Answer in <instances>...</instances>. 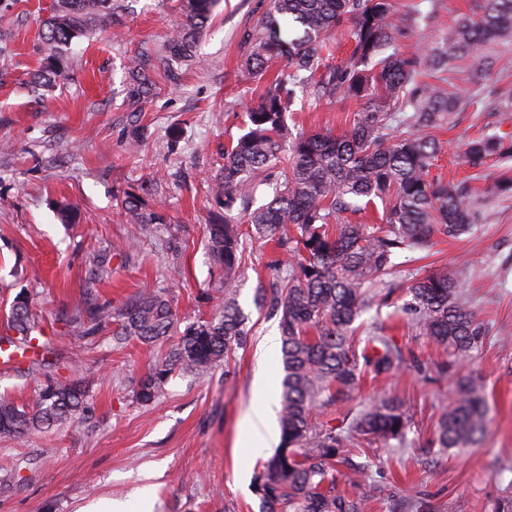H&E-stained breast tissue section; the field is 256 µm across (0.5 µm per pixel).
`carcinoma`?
Masks as SVG:
<instances>
[{"label":"carcinoma","mask_w":512,"mask_h":512,"mask_svg":"<svg viewBox=\"0 0 512 512\" xmlns=\"http://www.w3.org/2000/svg\"><path fill=\"white\" fill-rule=\"evenodd\" d=\"M215 0H182L183 26L167 40L161 61L168 79L175 65L195 55L196 35L209 21ZM477 18L464 16L441 36V46L425 56L407 54L397 38L429 27L432 16L412 8L400 11L394 0H272L261 21L246 34L245 66L263 76L267 64L284 65L245 112L244 133L224 151V165L211 178L215 203L206 224L210 255L224 270V309L209 320L179 331L171 302L157 293L132 298L118 313L113 336L145 344L172 342L163 361L150 368L136 393L142 404L180 369L204 373L229 361L247 341L245 317L235 300L244 233L248 224L286 253L275 269L281 285L272 289L269 307L279 318L284 377L278 411L281 444L256 472L260 512H370L385 486L371 479L369 465L353 457L374 443L400 449L411 415L402 401L383 395L347 409L339 424L315 421L320 409L349 400L362 373L375 377L403 370L409 358L380 325L360 329L355 321L377 304L372 288L382 284L392 258L406 249L430 245L441 232L454 237L479 219L478 196L465 181L429 177L440 151L430 134L459 111L463 102L441 83L417 80L421 64L448 70V59L512 37V0H481ZM112 0H59L43 23L54 52L45 61L40 86L67 73L73 39L97 26L114 23ZM346 33L350 55L322 68L329 38ZM154 64L142 54L129 67L135 102L155 88ZM354 100L349 129L293 133L288 113L297 97ZM473 168L494 156H512V137L484 134L466 144ZM261 185L270 200L253 206ZM383 204L377 224L339 222L344 213L360 214L374 200ZM124 211L131 224H158L161 217L129 195ZM405 310L420 335L463 358L486 335L462 295V284L448 271H432L406 288ZM83 335L112 321V311L85 297L68 318ZM8 326L33 349L34 319L28 300L17 296ZM454 389L441 405L433 443L441 449L467 448L483 430L486 399L468 374L453 373ZM78 379L48 384L32 404L0 402V437L18 439L74 418L83 405ZM352 474L350 492L337 490L341 467Z\"/></svg>","instance_id":"1"}]
</instances>
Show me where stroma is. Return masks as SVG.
I'll return each instance as SVG.
<instances>
[{"label":"stroma","instance_id":"obj_1","mask_svg":"<svg viewBox=\"0 0 512 512\" xmlns=\"http://www.w3.org/2000/svg\"><path fill=\"white\" fill-rule=\"evenodd\" d=\"M270 3L220 0L179 83L157 74L153 96L134 105L124 67L142 51L162 52L183 19L180 0H112L119 25L74 40L67 78L49 89L36 79L53 51L42 21L57 0H0V337L9 333L15 297L25 294L35 335L46 336L47 350L59 357L52 366L0 368V398L33 401L50 380L79 378L86 387L80 418L0 439V477H13L0 493V512H81L102 498L136 501L146 487L153 512H259L252 476L279 442L246 452L239 439L241 421L257 403V374L277 384L284 376L281 357L264 356L278 319L256 302L272 286V244L255 235L244 241L236 301L247 318L246 347L228 366L175 373L151 404H140L135 393L169 344H117L108 329L80 336L67 319L90 285L116 311L141 291L161 293L182 328L222 309L219 269L206 246L209 182L264 86L246 71L241 40ZM395 3L434 15L427 37L398 40L402 50L419 53L469 14L473 0ZM357 109L353 101H313L290 113L288 124L296 132L339 133ZM499 130L512 133V118L472 105L433 129L443 150L432 174L467 178L482 189V218L471 232L439 234L427 249L395 256L391 294L379 311L361 317L364 325L382 324L413 359L407 369L365 380L354 394L358 404L383 393L399 397L413 416L404 449L371 454L373 478L393 492L373 512H401L405 494L430 500L436 512H512V196L491 190L501 161L471 168L462 158L466 140ZM129 193L142 194L161 223L130 227L122 208ZM65 202L77 209L78 223L62 224L57 210ZM131 233L136 245L122 249ZM105 254L111 274L90 283ZM437 269L457 274L488 331L463 360L484 388L486 434L474 446L445 452L430 443L438 404L453 389L452 377L435 366L449 355L418 335L402 310L408 283Z\"/></svg>","mask_w":512,"mask_h":512}]
</instances>
